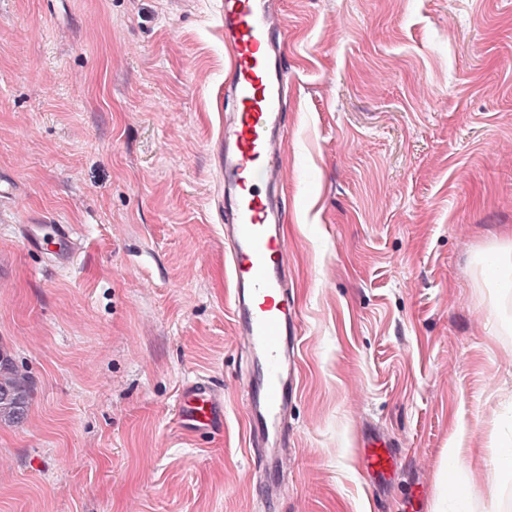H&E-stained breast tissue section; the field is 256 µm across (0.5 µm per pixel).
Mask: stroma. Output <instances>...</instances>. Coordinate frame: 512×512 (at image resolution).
Returning <instances> with one entry per match:
<instances>
[{"label":"stroma","mask_w":512,"mask_h":512,"mask_svg":"<svg viewBox=\"0 0 512 512\" xmlns=\"http://www.w3.org/2000/svg\"><path fill=\"white\" fill-rule=\"evenodd\" d=\"M298 397L273 512H512V0H276ZM222 0H0V512H261L226 309ZM69 225L66 265L29 230ZM198 376L224 428L174 423ZM484 463L439 480L459 425ZM394 443L379 483L369 430ZM32 394L31 378L0 349V423L20 424L27 418Z\"/></svg>","instance_id":"1"}]
</instances>
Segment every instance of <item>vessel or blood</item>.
<instances>
[{"mask_svg": "<svg viewBox=\"0 0 512 512\" xmlns=\"http://www.w3.org/2000/svg\"><path fill=\"white\" fill-rule=\"evenodd\" d=\"M224 44L230 56L227 86L237 100L224 120V242L231 275L230 311L237 336L249 349L254 378L246 409L253 447L263 449L268 468L280 466L288 445V412L294 399L291 368L297 345V313L289 294L288 221L282 184L287 134L284 65L287 34L271 0H223ZM56 255H75L66 225L51 228ZM188 432H215L224 426V399L203 377L188 383L176 412ZM368 476H390L396 455L383 437L363 450Z\"/></svg>", "mask_w": 512, "mask_h": 512, "instance_id": "b4317fda", "label": "vessel or blood"}]
</instances>
